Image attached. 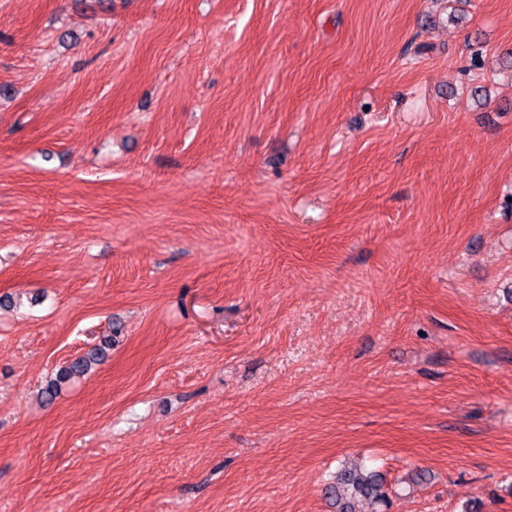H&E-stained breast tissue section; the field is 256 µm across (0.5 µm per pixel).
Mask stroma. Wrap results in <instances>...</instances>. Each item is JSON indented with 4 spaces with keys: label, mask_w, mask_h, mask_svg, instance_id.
<instances>
[{
    "label": "stroma",
    "mask_w": 512,
    "mask_h": 512,
    "mask_svg": "<svg viewBox=\"0 0 512 512\" xmlns=\"http://www.w3.org/2000/svg\"><path fill=\"white\" fill-rule=\"evenodd\" d=\"M507 50L512 0H0V512H512ZM103 342L104 345H96L92 347L86 353L75 358L67 365L59 369L56 375V379L46 390V394L49 396V398L52 397V394L60 383L66 382L73 377L87 375L101 364L106 355V346H110V344H112L111 339H105ZM338 509L336 512H356L353 501L356 498L370 499L374 503L387 506L389 493L384 488L382 477L366 469L354 468L344 470L337 479L336 486H331Z\"/></svg>",
    "instance_id": "35a3bbf8"
}]
</instances>
